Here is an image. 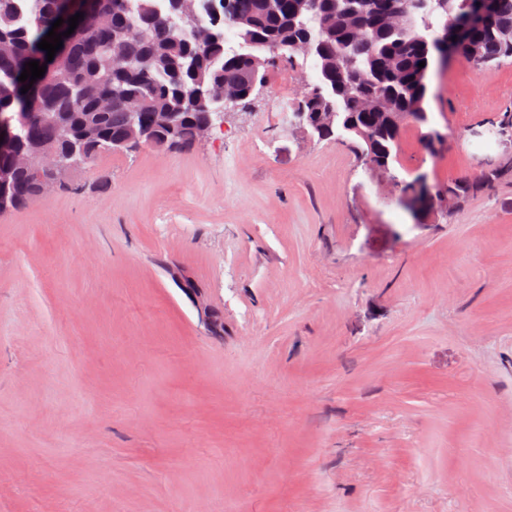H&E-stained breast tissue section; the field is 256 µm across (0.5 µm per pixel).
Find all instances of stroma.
Segmentation results:
<instances>
[{
	"label": "stroma",
	"mask_w": 512,
	"mask_h": 512,
	"mask_svg": "<svg viewBox=\"0 0 512 512\" xmlns=\"http://www.w3.org/2000/svg\"><path fill=\"white\" fill-rule=\"evenodd\" d=\"M314 78L0 214V512H512V176L418 221L392 184L512 162V58L432 66L447 142L389 177L284 130ZM179 272L175 274V277L181 278L185 281V289L193 295L199 317L202 323H204V325L206 326L209 335H218L221 332V321L217 318L215 311L212 309L208 300L202 295L200 290L198 288H195L191 281L186 276H181V273Z\"/></svg>",
	"instance_id": "1"
}]
</instances>
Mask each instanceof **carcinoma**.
I'll use <instances>...</instances> for the list:
<instances>
[{
  "instance_id": "obj_1",
  "label": "carcinoma",
  "mask_w": 512,
  "mask_h": 512,
  "mask_svg": "<svg viewBox=\"0 0 512 512\" xmlns=\"http://www.w3.org/2000/svg\"><path fill=\"white\" fill-rule=\"evenodd\" d=\"M176 2L94 0L80 20L82 33L49 62L38 44L65 0H30L23 22L17 0H0V40L12 44L0 53V114L52 112L68 128L64 135L34 117L11 129L16 144L41 142L62 161L75 152L86 169L114 148H137L126 119V100L136 99L145 103L147 124L177 113L178 132L165 143L189 148L215 111L205 87L234 85L247 96L254 75L265 78L298 63L293 48L307 43L313 54L302 61H313L317 81L296 92L288 129L344 142L362 166L389 175L406 126L428 127L427 143L439 139L426 100L428 73L443 43L454 47L453 58L478 68L512 58V0H198L200 23L215 33L204 48L182 30ZM227 28L236 31L241 50L225 49ZM118 31L136 39L130 62L107 56ZM32 60L46 70L23 94L18 77ZM110 93L115 101L103 111L98 100ZM509 173L512 163L475 179L432 183L421 204L477 195ZM0 196L11 209L26 208L37 198L35 174L15 172Z\"/></svg>"
}]
</instances>
